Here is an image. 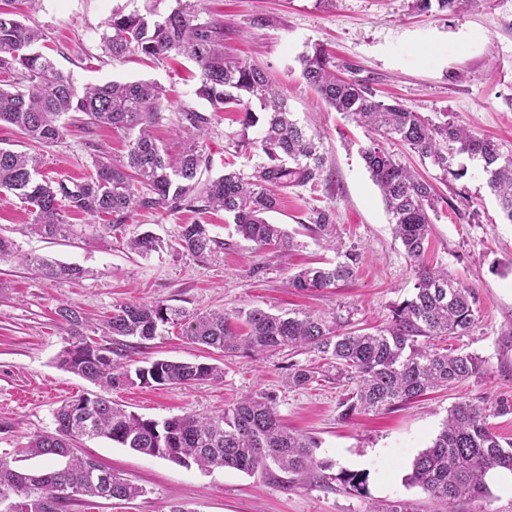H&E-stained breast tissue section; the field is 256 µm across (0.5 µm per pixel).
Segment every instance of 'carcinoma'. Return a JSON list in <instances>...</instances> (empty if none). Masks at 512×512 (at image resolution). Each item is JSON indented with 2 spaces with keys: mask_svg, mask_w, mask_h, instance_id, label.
Instances as JSON below:
<instances>
[{
  "mask_svg": "<svg viewBox=\"0 0 512 512\" xmlns=\"http://www.w3.org/2000/svg\"><path fill=\"white\" fill-rule=\"evenodd\" d=\"M165 15L149 9L141 14L114 12L105 22L101 43L110 56L129 52L163 58L183 55L201 72L197 95L215 109L242 105L245 130L263 123L259 146L266 163L245 177L228 172L206 177L210 157L203 139L211 125L205 112L184 109L176 116L179 150L170 152L156 142V124L164 98L152 81H110L78 89L71 73L59 69L36 45L44 40L37 27L0 16V124L16 128L27 139L45 145L67 134L65 116L91 127L123 133L127 153L114 160L97 156L92 171L77 179L38 180L41 160L36 155L0 148V190L14 193L32 205L28 230L46 238H66L78 232L67 222L65 209L90 217H106L87 233L94 242L127 223L138 208L181 210L222 209L233 218L237 233L258 246L274 245L283 252L296 247L294 237L266 215L275 211V188L316 186L323 172L319 134L292 118L286 98L260 67L224 56V24L198 21L201 0H175ZM454 11L462 0H413L412 8L428 11L432 4ZM302 75L325 104L372 133L361 157L379 187L392 216L393 234L400 240L416 276L415 294L395 306L391 319L372 332L358 333L337 319L294 311L272 314L260 308L240 310L235 317L222 311L189 313L164 303H122L102 320L108 336L150 340L159 326L172 323L182 335L226 356L240 351L263 357L288 350L308 351L336 369V380L348 384L341 417L379 411L415 399L428 390L448 387L482 373L484 360L473 353L443 350L433 341L443 336H467L479 319L475 293L448 274L447 267L426 262L428 236L438 217L442 198L433 185L401 166L382 141L399 140L445 175L458 179L451 158L465 155L481 161L486 183L498 198L504 217L512 222V155L500 152L494 141L477 136L453 121L433 123L405 105L376 99L356 78L336 74V62L322 47L300 58ZM259 106L252 109V104ZM317 240L335 243L334 214L312 210L303 225ZM179 250L197 261L218 254L220 242L199 222L182 227ZM127 247L147 255L160 247L145 232ZM14 257L42 275L64 282L85 272L46 258L21 255L15 243L0 236V258ZM321 267L302 269L291 276L299 290L330 288L352 276L358 255ZM57 315L71 336L58 356L63 369L99 386L101 392L74 396L56 411L52 433L29 438L22 452L46 461L39 470L21 469L0 457V501L13 512H64L72 502L91 498L129 500L143 489L78 453L83 438L105 437L143 455L167 459L184 467L232 468L247 474L277 467L295 484L329 465L316 460L313 439L285 426L276 397L264 391L244 396L215 415L187 413L161 422L128 413L106 397L119 387L189 385L217 379L216 364L157 359L131 367L112 358V345L89 339L83 332L84 313L70 304ZM246 326L239 331L235 321ZM427 343H418V338ZM317 381L316 371L288 365V385L306 388ZM512 415V400L502 398L491 407L460 401L448 409L443 428L432 445L414 460L408 481L429 497L432 512H455L456 503L483 497L486 477L496 470L512 473V443L502 444L491 424ZM104 473L90 474V465Z\"/></svg>",
  "mask_w": 512,
  "mask_h": 512,
  "instance_id": "1",
  "label": "carcinoma"
}]
</instances>
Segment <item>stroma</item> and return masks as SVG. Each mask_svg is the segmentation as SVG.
<instances>
[{"label":"stroma","instance_id":"obj_1","mask_svg":"<svg viewBox=\"0 0 512 512\" xmlns=\"http://www.w3.org/2000/svg\"><path fill=\"white\" fill-rule=\"evenodd\" d=\"M411 2L336 0L327 9L318 0H203L201 20L224 23L225 51L266 69L298 122L322 135L326 161L321 182L280 189L278 208L267 215L271 223L294 232L298 246L288 256L244 240L229 217L213 210L201 215L142 209L116 236L94 245L79 238L48 240L27 233L28 205L0 191V234L11 238L20 253L16 259H0V281L6 284L0 292V457L22 460L28 469L42 468L43 460L22 459L21 447L29 436L54 430L55 411L63 400L94 389L57 362L70 335L55 314L60 305H76L93 320L126 302H160L194 313L252 307L274 314L315 310L358 330L383 325L392 307L412 295L414 272L361 158L369 136L324 104L303 80L299 63L304 52L324 45L377 99L399 100L434 122L454 120L512 154V0H467L454 13L422 14L411 11ZM174 5L175 0H39L34 6L28 0H0V11L26 15L41 28L47 55L72 73L77 86L112 80L160 84L166 97L153 131L171 144L177 112L211 109L196 94L197 66L180 56L113 59L100 38L112 13L153 8L163 15ZM261 18L266 26H258ZM240 131L236 113L216 118L207 140L212 175L223 174L228 161L247 176L263 163L255 147L261 127L247 131V147L239 143ZM0 145L40 155L42 174L49 180L82 177L99 152L116 159L126 152L124 139L111 129L76 123L61 143L49 146L1 124ZM384 147L431 181L444 198L432 224L428 259L447 266L449 274L473 289L480 318L469 335L451 336L442 344L482 357L481 375L399 407L344 420L340 404L348 389L337 384L335 369L314 354L224 357L203 351L169 326L154 339L128 340L123 362L214 363L222 369L220 379L117 388L113 402L160 421L185 413L215 414L241 396L264 390L275 394L289 429L316 440L314 455L330 462L328 473L289 485L276 469L250 476L230 468H186L92 439L80 443V452L144 493L130 501L74 502L66 512H167L173 503L189 512H390L396 504L407 512H430L428 496L407 484L406 477L414 458L440 432L449 408L461 400L490 405L512 399V222L503 219L479 161L458 156L454 165L466 174L446 180L408 147L389 141ZM315 208L333 212L337 241L343 250L357 253L358 261L352 277L336 287L300 292L289 282L294 271L336 258L304 229ZM198 220L225 244L214 260L199 262L178 250L182 225ZM146 231L161 239L162 249L145 256L132 253L127 241ZM24 254L74 264L88 275L76 284L48 280L21 262ZM292 363L317 368L316 382L305 389L289 387ZM343 471L365 473L364 487L346 490L338 479Z\"/></svg>","mask_w":512,"mask_h":512}]
</instances>
